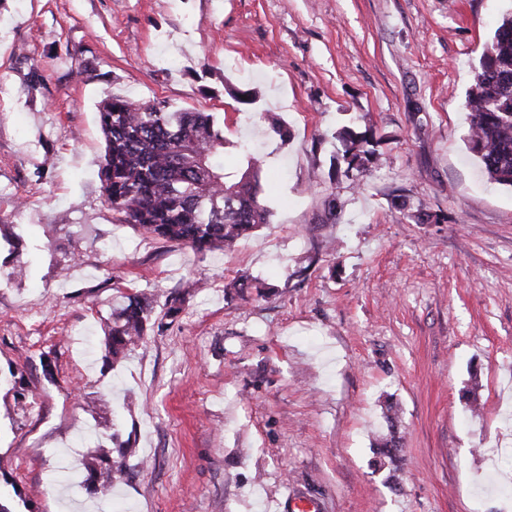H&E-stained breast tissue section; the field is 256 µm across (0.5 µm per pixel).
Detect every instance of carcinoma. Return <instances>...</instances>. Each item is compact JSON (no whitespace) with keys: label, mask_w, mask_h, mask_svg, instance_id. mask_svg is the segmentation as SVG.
<instances>
[{"label":"carcinoma","mask_w":512,"mask_h":512,"mask_svg":"<svg viewBox=\"0 0 512 512\" xmlns=\"http://www.w3.org/2000/svg\"><path fill=\"white\" fill-rule=\"evenodd\" d=\"M467 142L490 181L512 186V16H505L486 46L465 101ZM105 150L100 169L106 201L117 220L154 238L204 254L234 246L268 223L260 203L262 160L239 146L246 168L224 171V133L209 112L171 110L164 100L139 101L112 94L98 107ZM344 157L377 161L371 141L342 133ZM184 294L169 295L165 317L177 315ZM156 300L144 292L123 296L104 323L105 357L118 362L144 343ZM388 433L375 443L380 465L399 469L403 460L399 420L386 409ZM135 449L126 440L99 445L84 456L87 488L106 491L129 476Z\"/></svg>","instance_id":"obj_1"}]
</instances>
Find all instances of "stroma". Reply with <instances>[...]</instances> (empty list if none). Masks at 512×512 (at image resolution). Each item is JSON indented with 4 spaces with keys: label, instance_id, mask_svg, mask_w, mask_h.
Masks as SVG:
<instances>
[{
    "label": "stroma",
    "instance_id": "obj_1",
    "mask_svg": "<svg viewBox=\"0 0 512 512\" xmlns=\"http://www.w3.org/2000/svg\"><path fill=\"white\" fill-rule=\"evenodd\" d=\"M511 12L0 0V498L13 512H276L296 493L327 512H512L484 457L508 447L512 474V188L488 182L464 110ZM114 93L212 113L226 172L246 166L236 143H257L269 223L207 254L120 223L99 177L98 105ZM346 128L378 163L346 164ZM241 275L270 294H227ZM129 288L184 303L114 364L100 320ZM13 387L35 404L6 413ZM97 398L105 415L86 409ZM390 403L394 475L373 453ZM115 432L132 439L133 473L100 498L65 457Z\"/></svg>",
    "mask_w": 512,
    "mask_h": 512
}]
</instances>
